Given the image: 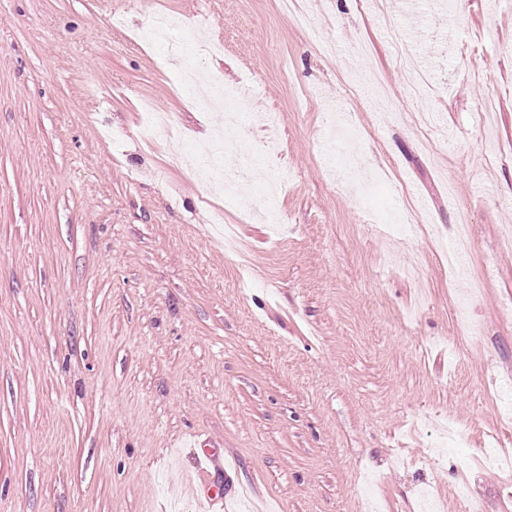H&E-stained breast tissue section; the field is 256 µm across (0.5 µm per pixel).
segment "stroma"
Returning a JSON list of instances; mask_svg holds the SVG:
<instances>
[{"label":"stroma","instance_id":"1","mask_svg":"<svg viewBox=\"0 0 512 512\" xmlns=\"http://www.w3.org/2000/svg\"><path fill=\"white\" fill-rule=\"evenodd\" d=\"M440 3L300 0L307 32L278 0H0V512H199L193 434L233 465L228 512H420L461 484L448 512H512V0ZM158 11L223 42L197 76L281 112L226 155L281 173L280 228L183 166L224 113L145 40ZM147 100L181 139L144 146Z\"/></svg>","mask_w":512,"mask_h":512}]
</instances>
